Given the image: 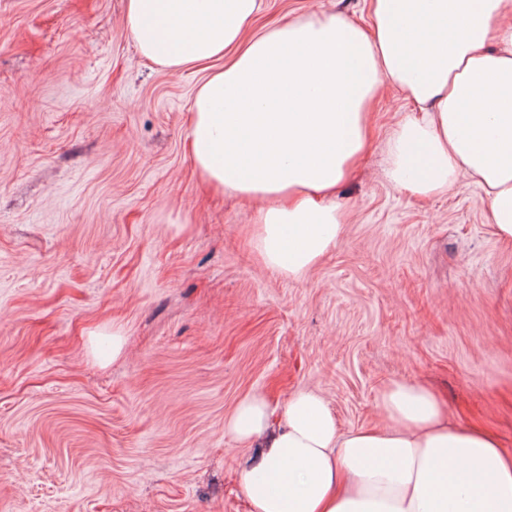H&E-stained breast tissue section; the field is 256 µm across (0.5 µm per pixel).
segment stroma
Masks as SVG:
<instances>
[{
  "instance_id": "stroma-1",
  "label": "stroma",
  "mask_w": 512,
  "mask_h": 512,
  "mask_svg": "<svg viewBox=\"0 0 512 512\" xmlns=\"http://www.w3.org/2000/svg\"><path fill=\"white\" fill-rule=\"evenodd\" d=\"M259 2L261 27L369 22L368 0ZM200 80L140 56L126 0H0V512H249L257 450L224 420L253 393L315 392L347 431L421 381L512 450V241L470 181H389L416 106L383 87L340 239L291 279L258 262L254 203L196 170Z\"/></svg>"
}]
</instances>
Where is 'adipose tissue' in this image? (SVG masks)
Returning <instances> with one entry per match:
<instances>
[{"instance_id": "obj_1", "label": "adipose tissue", "mask_w": 512, "mask_h": 512, "mask_svg": "<svg viewBox=\"0 0 512 512\" xmlns=\"http://www.w3.org/2000/svg\"><path fill=\"white\" fill-rule=\"evenodd\" d=\"M259 0H127L141 55L170 71L225 65L193 102L189 146L208 184L259 201L262 264L298 279L336 245L331 200L365 148L385 83L423 113L394 131L387 175L429 196L472 179L488 222L512 239V0H369V27L332 13L258 33ZM382 423L341 431L301 391L277 411L262 395L224 422L259 444L242 470L250 512H512V452L452 426L429 387L385 383Z\"/></svg>"}]
</instances>
